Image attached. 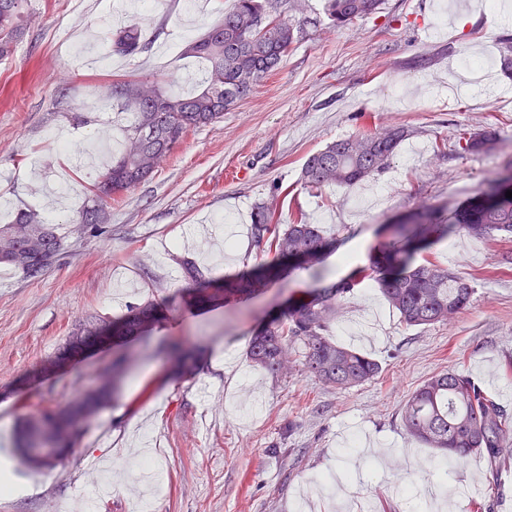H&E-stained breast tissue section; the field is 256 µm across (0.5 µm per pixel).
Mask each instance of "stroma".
I'll return each mask as SVG.
<instances>
[{"instance_id": "1", "label": "stroma", "mask_w": 512, "mask_h": 512, "mask_svg": "<svg viewBox=\"0 0 512 512\" xmlns=\"http://www.w3.org/2000/svg\"><path fill=\"white\" fill-rule=\"evenodd\" d=\"M143 25L146 52L101 66L80 50L104 48L106 0H27L24 33L0 60V224L19 209L38 211L65 239L60 260L36 279L0 264V451H16V427L40 405H63L94 386L112 362L98 347L58 375L26 383L44 357L87 321L172 294L189 260L211 277L266 263L250 237L256 204L276 206L335 231L338 250L358 249L356 266L384 240L390 220L428 205L450 213L512 156V79L499 66L498 38L512 34V0H477L468 21L447 25L436 0H385L378 13L334 26L323 0L284 8L301 38L222 122L190 131L152 176L113 203L105 235L77 234L75 219L92 176L85 159L57 146L69 129L80 151L87 134L122 141L124 116L102 109L113 79L135 74L190 89L200 66L180 56L184 42L224 15L231 0H123ZM492 125L501 152L460 156L465 126ZM411 130L388 170L348 189L314 192L300 182L307 157L361 130ZM436 260L470 281L471 304L445 323L405 328L376 288L348 295L333 325L337 342L381 366L374 379L336 389L302 365L272 376L247 348L256 324L311 286L295 271L254 297L195 306L177 301L155 329L157 341L199 346L195 375L175 380L165 355L129 342L142 380L92 422L63 462L34 470L23 495L0 491V512H303L299 492L336 474L317 512H412L430 486V512H512V458L491 474L468 457L435 476L434 449L405 435L399 410L429 376L450 368L502 397L512 375V243L460 231L438 242ZM125 477L115 486L114 475Z\"/></svg>"}]
</instances>
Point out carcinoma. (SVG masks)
I'll return each mask as SVG.
<instances>
[{
  "mask_svg": "<svg viewBox=\"0 0 512 512\" xmlns=\"http://www.w3.org/2000/svg\"><path fill=\"white\" fill-rule=\"evenodd\" d=\"M24 0H0V57L9 55L20 30ZM382 0H325L328 19L337 27L370 15ZM279 0H232L224 18L188 43L182 56L202 64L201 77L191 91L170 93L158 82L120 79L112 83L109 99L120 112L131 115L121 153L112 165L100 171L87 203L78 212L81 234L102 233L106 210L149 177L160 161L191 130L221 121L224 112L249 97L263 78L278 68L300 29L281 16ZM109 51L134 57L148 48L137 23L108 37ZM501 69L512 71V35L499 39ZM410 130L397 126L384 132H362L327 144L311 154L301 172L305 186L322 189L350 187L373 178L390 165ZM500 139L491 127L464 130L455 141L460 155H485L499 149ZM512 158L484 186L455 208L448 223H441L435 210L426 208L406 220L386 227L390 242L378 247L369 265L350 277L325 288L307 291L291 300L272 319L252 331L247 357L269 373L280 376L288 370V354L301 350L302 366L318 381L334 388H350L376 377L380 364L330 335L336 312L346 296L365 281L374 282L388 305L406 328L444 323L471 302L474 288L451 269L429 260L437 241L463 230L479 237L512 239ZM256 246L266 247L272 259L244 279H212L189 261L183 263L184 285L180 292L195 302L208 304L254 295L279 279L292 264L321 278V262L334 239L318 224L297 218L279 223L268 205L257 207L251 224ZM62 239L53 225L33 211H21L12 224L0 225V264H8L29 278L40 276L58 260ZM166 307L148 300L132 306L110 321L91 320L56 355L39 364L40 374L52 376L54 360L71 357L94 336L112 334L116 344L134 336L147 339L164 317ZM164 351L176 370L190 371L196 357L181 343H169ZM131 362L129 352H118L100 383L66 406L47 405L27 416L20 437L23 448L42 425L61 436L60 452L45 457L25 454L28 464L41 468L74 451L78 431H70L78 418L94 419L113 398ZM400 421L409 439L441 453L438 470L448 464L479 455L496 466L512 448V413L489 395L469 375L448 369L426 380L401 408Z\"/></svg>",
  "mask_w": 512,
  "mask_h": 512,
  "instance_id": "carcinoma-1",
  "label": "carcinoma"
}]
</instances>
